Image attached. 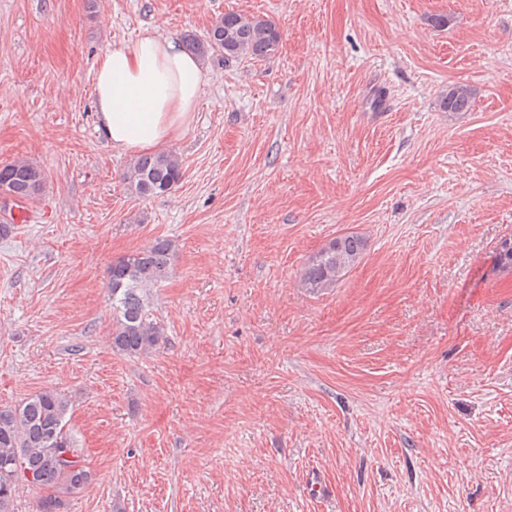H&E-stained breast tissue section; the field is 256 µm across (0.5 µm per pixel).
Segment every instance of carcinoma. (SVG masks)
I'll list each match as a JSON object with an SVG mask.
<instances>
[{
	"mask_svg": "<svg viewBox=\"0 0 512 512\" xmlns=\"http://www.w3.org/2000/svg\"><path fill=\"white\" fill-rule=\"evenodd\" d=\"M280 43L276 25L237 12L224 14L204 38L187 36L186 48L201 56L217 54L224 64L265 61L273 57ZM475 90L467 84L448 89L441 101L447 112L471 109ZM182 161L171 151L143 154L123 174L127 189L139 197L164 194L182 180ZM44 171L26 159L0 165V185L15 204L28 202L42 191ZM365 249L363 238L343 235L325 244L305 264L301 284L310 293L326 292L359 260ZM173 245L156 239L149 246L114 261L107 288L112 299L113 351L127 357L146 355L160 348L166 329L150 312L153 288L171 275ZM71 402L56 389L44 390L13 407H0V512L11 506L19 490L34 487L44 492L38 512H61L64 497L81 492L91 472L68 428Z\"/></svg>",
	"mask_w": 512,
	"mask_h": 512,
	"instance_id": "obj_1",
	"label": "carcinoma"
}]
</instances>
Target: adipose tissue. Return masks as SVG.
<instances>
[{"mask_svg":"<svg viewBox=\"0 0 512 512\" xmlns=\"http://www.w3.org/2000/svg\"><path fill=\"white\" fill-rule=\"evenodd\" d=\"M205 83L198 58L176 38L144 29L108 47L94 77L97 128L116 149L147 152L189 129Z\"/></svg>","mask_w":512,"mask_h":512,"instance_id":"1","label":"adipose tissue"}]
</instances>
